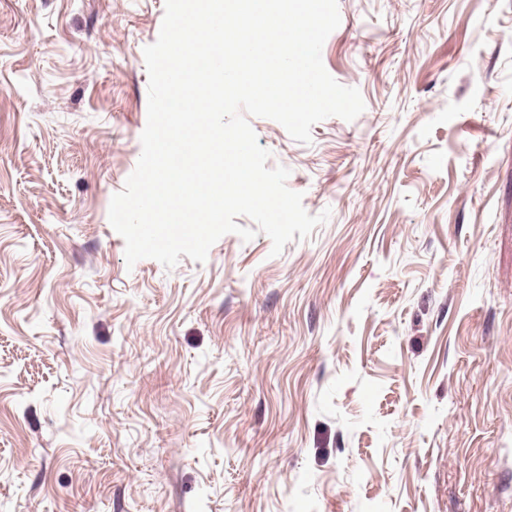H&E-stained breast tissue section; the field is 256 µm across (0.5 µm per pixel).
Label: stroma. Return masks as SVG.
<instances>
[{"instance_id":"1","label":"stroma","mask_w":512,"mask_h":512,"mask_svg":"<svg viewBox=\"0 0 512 512\" xmlns=\"http://www.w3.org/2000/svg\"><path fill=\"white\" fill-rule=\"evenodd\" d=\"M312 215L128 266L165 0H0V512H512V0H337Z\"/></svg>"}]
</instances>
